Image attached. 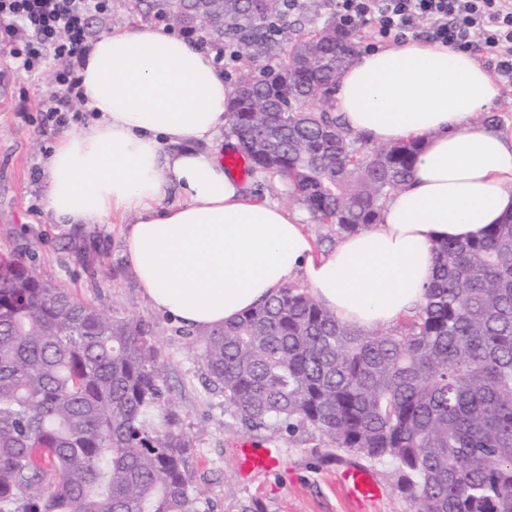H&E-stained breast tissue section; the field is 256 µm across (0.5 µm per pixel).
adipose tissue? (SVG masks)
Here are the masks:
<instances>
[{
	"instance_id": "1",
	"label": "adipose tissue",
	"mask_w": 512,
	"mask_h": 512,
	"mask_svg": "<svg viewBox=\"0 0 512 512\" xmlns=\"http://www.w3.org/2000/svg\"><path fill=\"white\" fill-rule=\"evenodd\" d=\"M79 74L97 117L55 140L46 209L60 224L126 221L125 254L151 306L200 331L298 279L341 321L394 327L425 301L435 242L477 237L512 214V128L475 121L501 89L468 52L410 38L338 74L336 113L350 133L422 151L377 223L324 253L300 213L225 170L219 138L235 88L213 53L133 27L99 34ZM170 185L183 201L165 203Z\"/></svg>"
}]
</instances>
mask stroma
Wrapping results in <instances>:
<instances>
[{
	"mask_svg": "<svg viewBox=\"0 0 512 512\" xmlns=\"http://www.w3.org/2000/svg\"><path fill=\"white\" fill-rule=\"evenodd\" d=\"M125 0H112L108 15L89 21L91 35L118 26L147 25L172 30L171 22L128 15ZM54 61L35 72L19 70L9 50L0 49V255L30 254L55 283L78 300L155 325V340L167 363L166 385L184 429L193 435V480L210 497L214 512H236L240 502L259 501L266 512H415L397 486L389 462L367 464L384 490L372 504L346 500L338 469L362 463L361 455L327 447L306 429L286 437L271 429L253 431L233 417L224 395L208 385L198 344L204 335L152 308L124 255L125 225L55 223L44 208V162L62 131H76L94 115L83 102H70L65 125L43 124L42 111L66 98ZM243 442L277 448L279 464L250 479L238 473L233 450Z\"/></svg>",
	"mask_w": 512,
	"mask_h": 512,
	"instance_id": "1",
	"label": "stroma"
}]
</instances>
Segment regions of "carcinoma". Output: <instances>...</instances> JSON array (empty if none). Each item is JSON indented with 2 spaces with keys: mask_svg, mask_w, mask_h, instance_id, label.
I'll use <instances>...</instances> for the list:
<instances>
[{
  "mask_svg": "<svg viewBox=\"0 0 512 512\" xmlns=\"http://www.w3.org/2000/svg\"><path fill=\"white\" fill-rule=\"evenodd\" d=\"M294 9L224 0L234 40L209 26V41L238 55L278 59L242 78L225 132L252 172L288 180L313 220L353 234L411 177L420 142L361 147L368 139L331 104L357 42L336 16L311 30L288 20ZM131 10L191 34L212 3L131 0ZM288 28L296 39L285 44ZM433 260L425 303L395 329L349 327L291 285L211 330L201 359L250 428H307L392 462L416 512H512V217L436 243ZM165 374L150 322L76 300L21 254L1 257L0 512H210Z\"/></svg>",
  "mask_w": 512,
  "mask_h": 512,
  "instance_id": "carcinoma-1",
  "label": "carcinoma"
}]
</instances>
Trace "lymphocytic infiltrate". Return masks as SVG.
<instances>
[{
  "instance_id": "obj_1",
  "label": "lymphocytic infiltrate",
  "mask_w": 512,
  "mask_h": 512,
  "mask_svg": "<svg viewBox=\"0 0 512 512\" xmlns=\"http://www.w3.org/2000/svg\"><path fill=\"white\" fill-rule=\"evenodd\" d=\"M109 2L0 0V41L26 71L53 57L60 82L77 89L75 62L86 49L89 20L108 11ZM336 16L344 26L369 27L378 43L422 37L482 54L512 82V0H336Z\"/></svg>"
}]
</instances>
